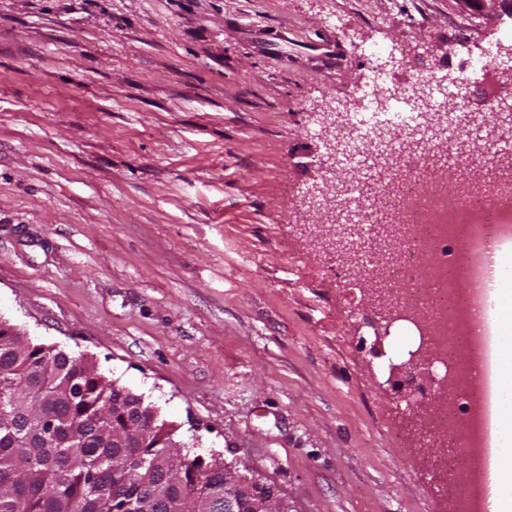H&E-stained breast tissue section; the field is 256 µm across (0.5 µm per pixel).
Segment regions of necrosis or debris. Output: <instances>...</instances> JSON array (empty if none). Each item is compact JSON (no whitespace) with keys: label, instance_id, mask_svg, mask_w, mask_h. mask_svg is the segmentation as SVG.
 Here are the masks:
<instances>
[{"label":"necrosis or debris","instance_id":"1","mask_svg":"<svg viewBox=\"0 0 512 512\" xmlns=\"http://www.w3.org/2000/svg\"><path fill=\"white\" fill-rule=\"evenodd\" d=\"M344 132L352 144L345 164L352 170L368 154L401 149L392 135L375 141L373 127L353 116L346 117ZM340 191L347 200L345 221L359 230L364 262L375 267L370 241L376 226L363 199L383 193L384 187L355 179L342 182ZM400 199L405 234L385 269L384 285L395 289L402 310L433 325L432 368L435 374L453 375L457 383L444 396L414 399L410 420L447 435L452 450L435 471L461 512H473L499 425L497 282L484 256L491 244L512 241V179L451 194L418 165L401 180ZM462 461L471 472L465 485L452 478Z\"/></svg>","mask_w":512,"mask_h":512}]
</instances>
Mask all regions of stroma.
Listing matches in <instances>:
<instances>
[{
  "mask_svg": "<svg viewBox=\"0 0 512 512\" xmlns=\"http://www.w3.org/2000/svg\"><path fill=\"white\" fill-rule=\"evenodd\" d=\"M452 78L475 122L512 88L504 0H0V319L94 360L192 455L293 512H452L389 381L395 326L304 226L320 112ZM452 165L448 189L495 161Z\"/></svg>",
  "mask_w": 512,
  "mask_h": 512,
  "instance_id": "obj_1",
  "label": "stroma"
}]
</instances>
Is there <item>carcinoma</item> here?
<instances>
[{
    "mask_svg": "<svg viewBox=\"0 0 512 512\" xmlns=\"http://www.w3.org/2000/svg\"><path fill=\"white\" fill-rule=\"evenodd\" d=\"M112 381L84 356L0 336V512H138L151 497L178 512L191 495L224 498V466L193 459L172 481L168 425L112 447Z\"/></svg>",
    "mask_w": 512,
    "mask_h": 512,
    "instance_id": "carcinoma-1",
    "label": "carcinoma"
}]
</instances>
